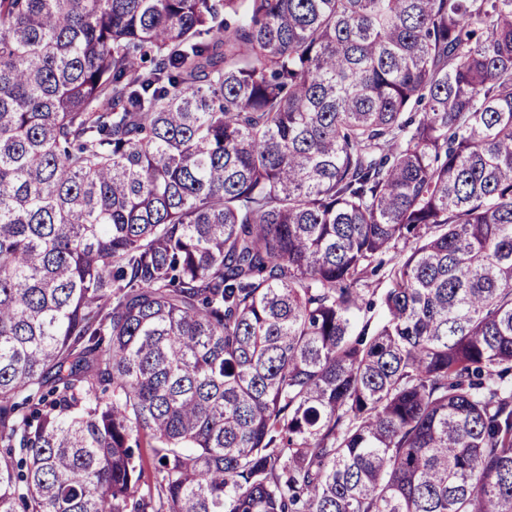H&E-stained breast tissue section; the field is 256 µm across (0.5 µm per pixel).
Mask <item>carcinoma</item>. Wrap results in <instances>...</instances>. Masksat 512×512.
<instances>
[{"mask_svg":"<svg viewBox=\"0 0 512 512\" xmlns=\"http://www.w3.org/2000/svg\"><path fill=\"white\" fill-rule=\"evenodd\" d=\"M0 512H512V0H0Z\"/></svg>","mask_w":512,"mask_h":512,"instance_id":"cac0c4a2","label":"carcinoma"}]
</instances>
